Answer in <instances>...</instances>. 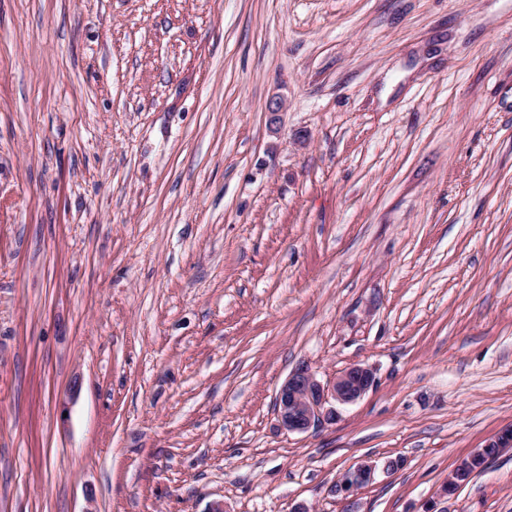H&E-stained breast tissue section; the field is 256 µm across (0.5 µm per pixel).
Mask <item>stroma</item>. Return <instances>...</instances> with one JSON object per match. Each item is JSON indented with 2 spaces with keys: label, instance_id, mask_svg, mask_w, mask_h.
I'll return each mask as SVG.
<instances>
[{
  "label": "stroma",
  "instance_id": "obj_1",
  "mask_svg": "<svg viewBox=\"0 0 512 512\" xmlns=\"http://www.w3.org/2000/svg\"><path fill=\"white\" fill-rule=\"evenodd\" d=\"M511 426L512 0H0V512H512ZM375 383L372 368L354 364L325 384L308 367L294 369L276 395V413L287 432L305 433L336 420L333 405H347L363 397ZM376 465L371 461H362L349 469L341 481L334 486V493L343 494L345 503L343 512H360L356 492L375 480Z\"/></svg>",
  "mask_w": 512,
  "mask_h": 512
}]
</instances>
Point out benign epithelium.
Instances as JSON below:
<instances>
[{
  "instance_id": "obj_1",
  "label": "benign epithelium",
  "mask_w": 512,
  "mask_h": 512,
  "mask_svg": "<svg viewBox=\"0 0 512 512\" xmlns=\"http://www.w3.org/2000/svg\"><path fill=\"white\" fill-rule=\"evenodd\" d=\"M375 383L372 368L354 364L322 383L307 366L294 369L276 395V413L287 432L305 433L336 420L335 405H347L363 397ZM376 465L362 461L349 469L334 492L343 495V512H359L356 492L375 480Z\"/></svg>"
}]
</instances>
